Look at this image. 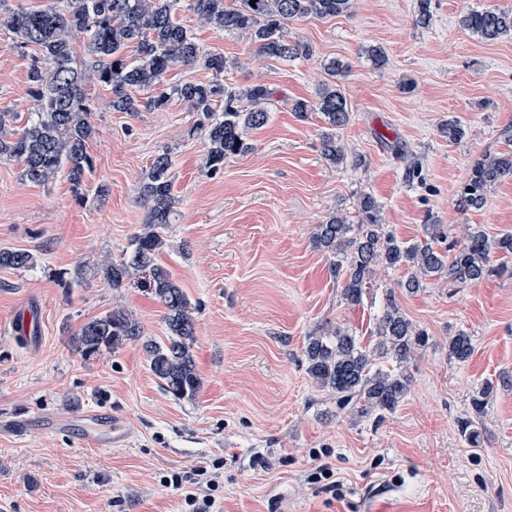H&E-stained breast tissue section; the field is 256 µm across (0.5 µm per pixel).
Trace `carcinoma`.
<instances>
[{
    "label": "carcinoma",
    "mask_w": 512,
    "mask_h": 512,
    "mask_svg": "<svg viewBox=\"0 0 512 512\" xmlns=\"http://www.w3.org/2000/svg\"><path fill=\"white\" fill-rule=\"evenodd\" d=\"M198 24L235 34L255 47V52L288 62L311 53L308 45L288 34L292 21L326 19L347 14L353 0H185ZM179 0H56L39 8L13 11L0 18L21 46H33L38 55L29 68L28 92L33 116L22 129L17 116L0 110V158L17 159L23 177L37 185L52 182L60 165L69 166L77 185L91 171L85 151L92 133L91 108L84 92L86 71L73 57L72 37L87 36L88 55L95 59V79L111 87L112 110L138 112L143 106L166 108L177 97L187 110L200 116L196 129L207 142L204 167L209 173L224 168V161L252 149L248 136L268 121L273 95L264 83L235 89L222 80L224 56L204 51L191 32L175 18ZM461 26L486 41L512 39V11L497 8L471 10ZM133 48L130 61L125 50ZM176 64L200 65L214 73L208 83L183 82L165 87V76ZM327 82L313 101L298 100L293 111L305 119L319 112L331 126L322 137L321 154L332 165L345 160L336 130L350 119L347 100L338 80L347 66L336 59L326 65ZM149 90L146 103L132 90ZM173 162L169 153L154 157L139 184V197L147 206L145 224L131 239L129 260L105 261L104 280L118 287L136 271L149 270V290L165 309L169 335L163 341L143 339L140 323L125 309L116 308L86 322L76 336L81 351L93 355L111 352L126 341H140L150 370L174 398L191 399L201 387L193 354L195 322L191 303L172 278L157 264L168 248L163 229L176 220ZM512 177V150L484 152L471 165L457 200L461 210L479 209L486 191ZM361 223L349 224L340 213L317 225L316 247L332 255L329 270L346 304L357 306L380 267H405L410 274L404 287L416 292L429 277H446L456 283L477 284L492 275L509 273L508 264H493L496 255H512V234L490 238L474 227L462 241L447 243L441 224H426L423 242L399 241L379 224L380 206L369 193L357 198ZM34 263L26 251L0 249V267L25 268ZM375 343L367 347L345 328L330 336H310L305 349L308 373L316 383L336 393L343 406L360 416L395 410L408 390L409 379L400 366L411 352L427 343L393 303L377 317ZM471 336L458 332L448 337V355L458 362L473 354Z\"/></svg>",
    "instance_id": "cac0c4a2"
}]
</instances>
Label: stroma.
Instances as JSON below:
<instances>
[{
    "label": "stroma",
    "mask_w": 512,
    "mask_h": 512,
    "mask_svg": "<svg viewBox=\"0 0 512 512\" xmlns=\"http://www.w3.org/2000/svg\"><path fill=\"white\" fill-rule=\"evenodd\" d=\"M487 7L512 10V0H432L425 27L415 23L417 0H355L346 15L293 22L291 36L312 55L291 62L258 56L184 10L203 49L224 57L225 84L260 81L273 91L250 152L208 174L205 139L180 100L116 112L110 88L90 76L92 169L82 186L64 170L37 186L19 161L0 160V248L36 257L31 267L0 268V325L30 306L40 327L35 340L0 333V512H181L162 477L216 460L224 463L214 493L221 512H512V278H432L411 293L407 269L383 268L353 307L313 244L329 215L357 223L363 192L402 242L424 241L428 224L453 240L467 224L492 238L512 233L511 178L489 188L482 209L457 205L474 160L512 149V40L487 42L460 24ZM373 45L386 54L383 67L365 56ZM35 55L0 26V109L21 126L33 110ZM333 59L349 66L340 90L350 119L338 131L347 159L338 166L320 152L321 114L301 119L292 110L314 100ZM409 80L413 89L403 90ZM451 119L465 129L455 143L440 131ZM165 150L179 204L158 262L192 303L201 378L196 396L180 401L161 388L140 344L87 357L74 340L115 308L130 311L145 337L167 334L148 273L115 288L98 272L103 258L124 256L144 223L139 181ZM413 160L420 177L410 185ZM390 301L428 342L403 368L409 387L396 409L362 417L312 379L305 348L312 333L339 325L369 343ZM460 331L474 345L462 363L448 355ZM488 380L494 390L474 413ZM98 408L123 418L129 442L83 448L75 429L51 434L41 423ZM468 418L473 442L459 430ZM324 448L335 479L311 481L321 463L313 454Z\"/></svg>",
    "instance_id": "obj_1"
}]
</instances>
